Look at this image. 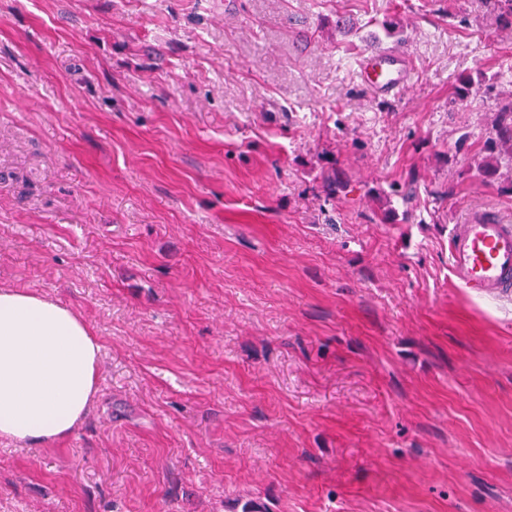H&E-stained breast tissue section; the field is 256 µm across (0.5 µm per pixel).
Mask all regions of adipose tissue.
<instances>
[{
	"label": "adipose tissue",
	"mask_w": 512,
	"mask_h": 512,
	"mask_svg": "<svg viewBox=\"0 0 512 512\" xmlns=\"http://www.w3.org/2000/svg\"><path fill=\"white\" fill-rule=\"evenodd\" d=\"M101 345L71 308L0 287V438H68L98 397Z\"/></svg>",
	"instance_id": "ef3b65f1"
}]
</instances>
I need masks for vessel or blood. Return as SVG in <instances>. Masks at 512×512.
<instances>
[{"instance_id": "vessel-or-blood-1", "label": "vessel or blood", "mask_w": 512, "mask_h": 512, "mask_svg": "<svg viewBox=\"0 0 512 512\" xmlns=\"http://www.w3.org/2000/svg\"><path fill=\"white\" fill-rule=\"evenodd\" d=\"M410 72L404 50H370L357 62L359 82L380 97L400 95ZM448 258L455 287L480 298L512 297L511 223L487 211H468L450 231Z\"/></svg>"}]
</instances>
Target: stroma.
Segmentation results:
<instances>
[{
  "label": "stroma",
  "instance_id": "obj_1",
  "mask_svg": "<svg viewBox=\"0 0 512 512\" xmlns=\"http://www.w3.org/2000/svg\"><path fill=\"white\" fill-rule=\"evenodd\" d=\"M507 59L484 0H0V284L102 346L0 512H512V300L448 272L467 210L512 223ZM410 62L405 50H369L357 62V77L378 97L400 96L409 79ZM494 137L488 143L491 152L496 151L497 157L504 154L507 157L508 167L512 171V96L509 101L502 105L496 112L491 124Z\"/></svg>",
  "mask_w": 512,
  "mask_h": 512
}]
</instances>
